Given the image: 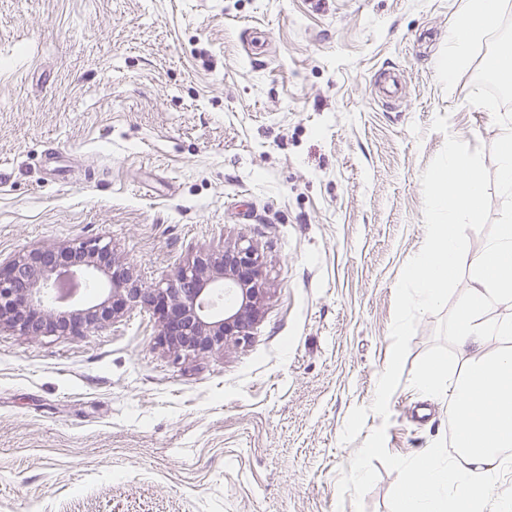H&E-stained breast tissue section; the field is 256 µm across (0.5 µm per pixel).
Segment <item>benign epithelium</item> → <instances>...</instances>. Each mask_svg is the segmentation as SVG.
<instances>
[{
  "instance_id": "7a95c632",
  "label": "benign epithelium",
  "mask_w": 512,
  "mask_h": 512,
  "mask_svg": "<svg viewBox=\"0 0 512 512\" xmlns=\"http://www.w3.org/2000/svg\"><path fill=\"white\" fill-rule=\"evenodd\" d=\"M105 291L80 308L63 303L69 284ZM266 274L257 246L240 238L201 252L165 284L142 285L112 246L91 239L37 247L0 263V328L34 338L81 336L144 306L157 323V344L174 358L202 357L251 338L263 316Z\"/></svg>"
}]
</instances>
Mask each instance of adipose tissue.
I'll list each match as a JSON object with an SVG mask.
<instances>
[{
  "instance_id": "obj_1",
  "label": "adipose tissue",
  "mask_w": 512,
  "mask_h": 512,
  "mask_svg": "<svg viewBox=\"0 0 512 512\" xmlns=\"http://www.w3.org/2000/svg\"><path fill=\"white\" fill-rule=\"evenodd\" d=\"M469 286L458 302L455 339L465 355L455 380L443 383L435 362L419 379L423 389L447 395L456 419L455 457L442 450L422 456L402 472L399 512H512V502H492L491 488L512 447V317L484 319L493 306L512 308V215L470 261Z\"/></svg>"
}]
</instances>
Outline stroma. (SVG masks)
Listing matches in <instances>:
<instances>
[{
    "label": "stroma",
    "instance_id": "35a3bbf8",
    "mask_svg": "<svg viewBox=\"0 0 512 512\" xmlns=\"http://www.w3.org/2000/svg\"><path fill=\"white\" fill-rule=\"evenodd\" d=\"M457 5L0 0V262L100 238L154 286L243 237L267 275L251 338L202 358L141 306L82 336L1 329L0 512H355L341 435L389 363L421 175L447 136H499L475 68L436 78ZM456 307L420 318L389 420L369 410L394 455L448 433L418 378L456 376Z\"/></svg>",
    "mask_w": 512,
    "mask_h": 512
}]
</instances>
